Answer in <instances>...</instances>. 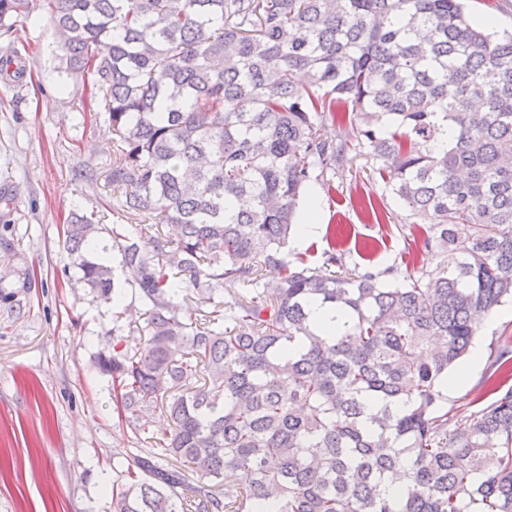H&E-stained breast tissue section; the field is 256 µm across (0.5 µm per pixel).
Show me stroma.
I'll list each match as a JSON object with an SVG mask.
<instances>
[{
  "mask_svg": "<svg viewBox=\"0 0 512 512\" xmlns=\"http://www.w3.org/2000/svg\"><path fill=\"white\" fill-rule=\"evenodd\" d=\"M56 29L34 7L10 35L29 44L22 82L0 80V512H112V486L126 453L168 425L165 411L144 413L142 429L118 417L97 365L119 340L131 339L144 306L125 287L117 301L94 298L70 272L63 227L71 214L99 224L97 242L116 276L112 225L123 223L108 175L113 142L102 105L82 82L57 73ZM345 170L311 186L323 198L322 225L291 252L322 266L321 254L343 253L346 271L435 268L423 248L425 220L407 210L363 149ZM125 311L123 321L114 314ZM512 333V304L497 307L477 330L479 362L463 359L467 382L449 389L462 408L478 394L498 336Z\"/></svg>",
  "mask_w": 512,
  "mask_h": 512,
  "instance_id": "1",
  "label": "stroma"
}]
</instances>
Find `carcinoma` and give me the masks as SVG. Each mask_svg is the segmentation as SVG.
<instances>
[{
	"instance_id": "1",
	"label": "carcinoma",
	"mask_w": 512,
	"mask_h": 512,
	"mask_svg": "<svg viewBox=\"0 0 512 512\" xmlns=\"http://www.w3.org/2000/svg\"><path fill=\"white\" fill-rule=\"evenodd\" d=\"M41 2L63 35L58 72L104 102L133 220L112 225V250L147 307L135 345L99 369L118 415L171 421L128 455L113 512H512V336L468 416L442 391L475 319L512 299V35L474 25L463 0ZM32 7L0 0V30ZM338 103L428 219L434 270L288 260L307 185L351 161ZM97 232L73 216L66 248L108 303ZM177 271L213 310L184 319ZM313 301L341 333H318Z\"/></svg>"
}]
</instances>
